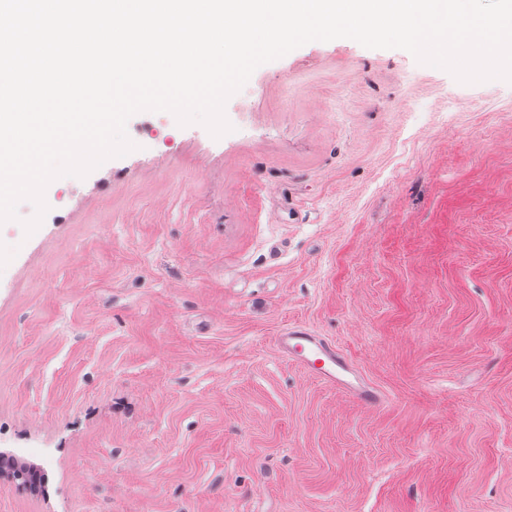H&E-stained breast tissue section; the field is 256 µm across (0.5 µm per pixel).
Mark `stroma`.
Here are the masks:
<instances>
[{
    "instance_id": "1",
    "label": "stroma",
    "mask_w": 512,
    "mask_h": 512,
    "mask_svg": "<svg viewBox=\"0 0 512 512\" xmlns=\"http://www.w3.org/2000/svg\"><path fill=\"white\" fill-rule=\"evenodd\" d=\"M224 112L137 113L0 224V454L44 476L0 512H512V82L340 38ZM293 324L381 404L285 359Z\"/></svg>"
}]
</instances>
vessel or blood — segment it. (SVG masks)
<instances>
[{"instance_id":"b4317fda","label":"vessel or blood","mask_w":512,"mask_h":512,"mask_svg":"<svg viewBox=\"0 0 512 512\" xmlns=\"http://www.w3.org/2000/svg\"><path fill=\"white\" fill-rule=\"evenodd\" d=\"M276 345L284 357L324 383L342 390L359 404L376 406L381 403L380 391L361 378L344 352L303 326H289L277 336Z\"/></svg>"}]
</instances>
